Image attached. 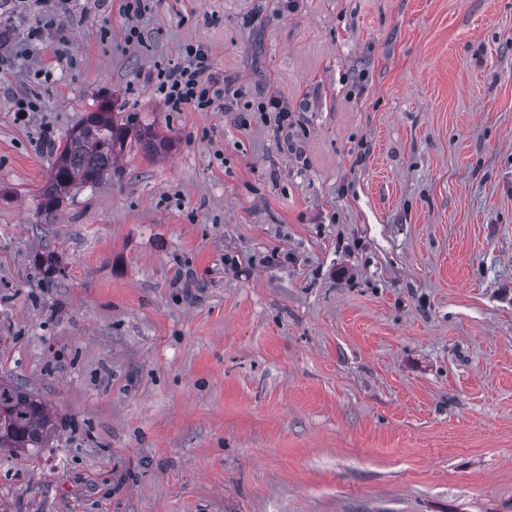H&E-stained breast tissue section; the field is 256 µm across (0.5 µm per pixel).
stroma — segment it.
Segmentation results:
<instances>
[{
    "instance_id": "35a3bbf8",
    "label": "stroma",
    "mask_w": 512,
    "mask_h": 512,
    "mask_svg": "<svg viewBox=\"0 0 512 512\" xmlns=\"http://www.w3.org/2000/svg\"><path fill=\"white\" fill-rule=\"evenodd\" d=\"M0 25V379L58 422L0 449V512H512V0H147L139 44L121 0ZM189 44L243 111H168L148 74ZM269 92L291 140L245 109ZM106 99L170 149L43 223Z\"/></svg>"
}]
</instances>
